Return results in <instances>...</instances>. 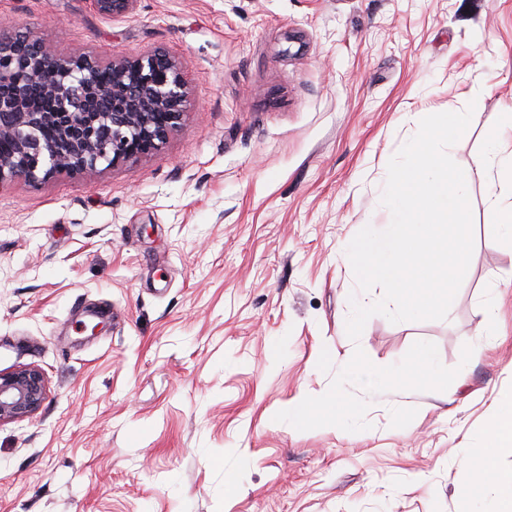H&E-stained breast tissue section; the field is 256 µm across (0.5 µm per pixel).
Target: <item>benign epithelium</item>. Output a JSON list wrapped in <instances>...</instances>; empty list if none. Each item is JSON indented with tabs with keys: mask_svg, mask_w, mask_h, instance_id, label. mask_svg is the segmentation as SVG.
<instances>
[{
	"mask_svg": "<svg viewBox=\"0 0 512 512\" xmlns=\"http://www.w3.org/2000/svg\"><path fill=\"white\" fill-rule=\"evenodd\" d=\"M102 15L132 11L138 0H90ZM40 94L55 106L29 112ZM186 84L177 61L155 49L104 61L64 55L29 32L0 34V187L16 178L37 183L59 173L80 174L98 165L144 157L179 127ZM57 130L48 141L45 126ZM46 397L34 367L0 370V422L35 413Z\"/></svg>",
	"mask_w": 512,
	"mask_h": 512,
	"instance_id": "obj_1",
	"label": "benign epithelium"
}]
</instances>
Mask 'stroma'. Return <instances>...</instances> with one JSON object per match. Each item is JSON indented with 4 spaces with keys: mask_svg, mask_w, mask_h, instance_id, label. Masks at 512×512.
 Returning a JSON list of instances; mask_svg holds the SVG:
<instances>
[{
    "mask_svg": "<svg viewBox=\"0 0 512 512\" xmlns=\"http://www.w3.org/2000/svg\"><path fill=\"white\" fill-rule=\"evenodd\" d=\"M0 21L67 54L165 48L189 91L148 156L0 189V369L47 384L0 423V512H467L456 450L512 397V248L484 234L481 172L512 110V0H0ZM470 106L448 153L474 250L448 315H375L352 342L346 249L391 222L388 162L421 118ZM418 340L458 368L447 390L349 385L359 432L275 421L355 349L384 367Z\"/></svg>",
    "mask_w": 512,
    "mask_h": 512,
    "instance_id": "stroma-1",
    "label": "stroma"
}]
</instances>
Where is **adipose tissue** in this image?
Here are the masks:
<instances>
[{
  "mask_svg": "<svg viewBox=\"0 0 512 512\" xmlns=\"http://www.w3.org/2000/svg\"><path fill=\"white\" fill-rule=\"evenodd\" d=\"M512 129V113H506L502 128L490 130L485 166L498 192L483 215L485 232L495 242L512 243V151L501 149L503 128ZM464 461L474 462L470 480L461 487L466 502L481 500L482 512H512V469L500 468L498 460L512 456V398L499 402L492 414L486 442L479 448H464Z\"/></svg>",
  "mask_w": 512,
  "mask_h": 512,
  "instance_id": "ef3b65f1",
  "label": "adipose tissue"
}]
</instances>
